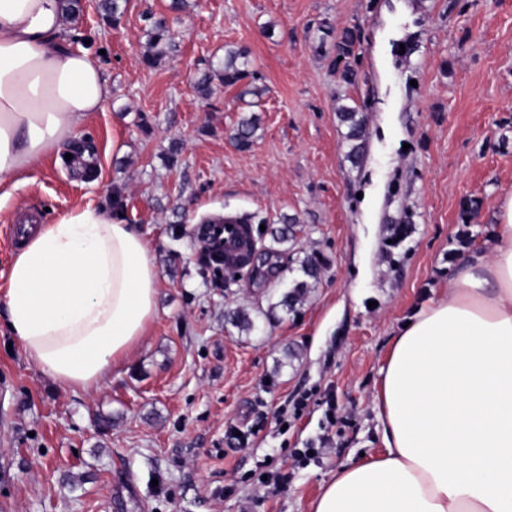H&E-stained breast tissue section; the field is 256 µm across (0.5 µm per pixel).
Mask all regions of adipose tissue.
I'll list each match as a JSON object with an SVG mask.
<instances>
[{"label":"adipose tissue","instance_id":"obj_1","mask_svg":"<svg viewBox=\"0 0 512 512\" xmlns=\"http://www.w3.org/2000/svg\"><path fill=\"white\" fill-rule=\"evenodd\" d=\"M66 9L0 0V188L72 152L111 97L95 55L66 37ZM14 220L0 325L61 386L99 390L155 316L150 243L104 207ZM380 375L383 450L338 470L312 512H512V191L482 245L395 335Z\"/></svg>","mask_w":512,"mask_h":512}]
</instances>
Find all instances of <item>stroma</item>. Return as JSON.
Returning a JSON list of instances; mask_svg holds the SVG:
<instances>
[{"label":"stroma","instance_id":"obj_1","mask_svg":"<svg viewBox=\"0 0 512 512\" xmlns=\"http://www.w3.org/2000/svg\"><path fill=\"white\" fill-rule=\"evenodd\" d=\"M126 0L118 23L81 0L77 35L112 87L81 132L97 175L47 160L0 202V292L16 249L11 214L53 223L125 199L160 287L147 333L98 391H72L0 330V512H311L336 471L380 452V370L400 326L485 239L512 190V0ZM174 49L143 62L154 19ZM360 40L346 84L328 67L344 30ZM266 89L193 84L229 48ZM364 109L349 158L340 106ZM258 119L250 149L230 139ZM296 218L272 276L198 262L212 217ZM409 233L394 241L396 225ZM329 260L304 303L279 301L298 260ZM247 309L251 331L229 314ZM286 476L263 486L267 473Z\"/></svg>","mask_w":512,"mask_h":512}]
</instances>
